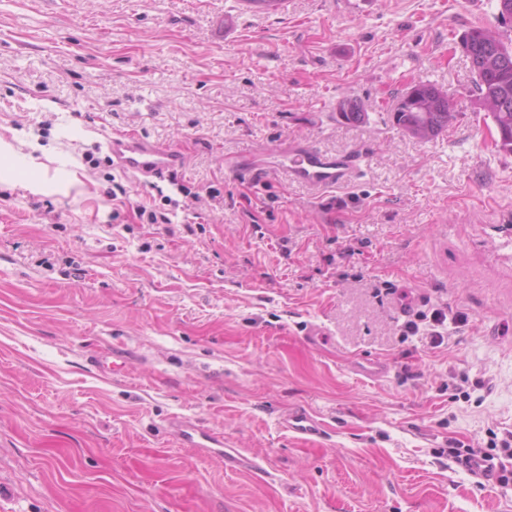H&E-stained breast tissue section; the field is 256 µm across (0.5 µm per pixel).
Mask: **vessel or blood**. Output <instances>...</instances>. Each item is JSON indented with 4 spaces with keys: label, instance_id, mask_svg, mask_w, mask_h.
<instances>
[{
    "label": "vessel or blood",
    "instance_id": "obj_1",
    "mask_svg": "<svg viewBox=\"0 0 512 512\" xmlns=\"http://www.w3.org/2000/svg\"><path fill=\"white\" fill-rule=\"evenodd\" d=\"M113 167L140 181L159 178L181 168L184 158L176 150L161 146L136 134H117L107 143ZM354 154L330 155L310 146L289 150L281 168L286 178L320 191L345 183L358 168ZM286 432L308 440L321 436L325 426L303 407L288 411L281 421ZM170 428L177 439L224 462L228 467H249V460L240 457L236 449L225 447L224 440L199 424L175 419Z\"/></svg>",
    "mask_w": 512,
    "mask_h": 512
}]
</instances>
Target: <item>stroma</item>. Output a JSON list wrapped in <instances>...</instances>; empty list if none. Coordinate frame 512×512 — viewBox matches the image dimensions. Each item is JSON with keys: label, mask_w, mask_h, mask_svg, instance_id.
Instances as JSON below:
<instances>
[{"label": "stroma", "mask_w": 512, "mask_h": 512, "mask_svg": "<svg viewBox=\"0 0 512 512\" xmlns=\"http://www.w3.org/2000/svg\"><path fill=\"white\" fill-rule=\"evenodd\" d=\"M474 27L503 33L495 0H0V512H512L441 454L512 430V153L473 110ZM420 81L456 112L430 141L392 116ZM121 132L178 149L177 184L115 169ZM294 143L361 166L312 192ZM405 302L467 323L428 350ZM282 428L294 436L309 440L319 437L325 432V425L303 407H296L288 411L281 421ZM170 428L181 443L189 448H199L219 461H224L225 467H255V463L240 457L235 448H224L223 437L216 436L193 421L173 419Z\"/></svg>", "instance_id": "1"}]
</instances>
